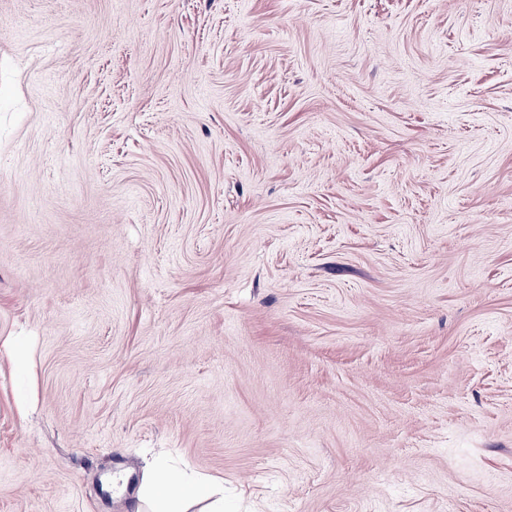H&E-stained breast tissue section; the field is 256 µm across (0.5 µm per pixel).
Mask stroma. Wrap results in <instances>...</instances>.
I'll return each instance as SVG.
<instances>
[{
  "label": "stroma",
  "instance_id": "obj_1",
  "mask_svg": "<svg viewBox=\"0 0 512 512\" xmlns=\"http://www.w3.org/2000/svg\"><path fill=\"white\" fill-rule=\"evenodd\" d=\"M512 512V0H0V512ZM212 487L206 476H198L194 481L175 477L163 467H158L145 482V491H151L159 499L161 507L156 512H177L170 505L195 498L204 489Z\"/></svg>",
  "mask_w": 512,
  "mask_h": 512
}]
</instances>
